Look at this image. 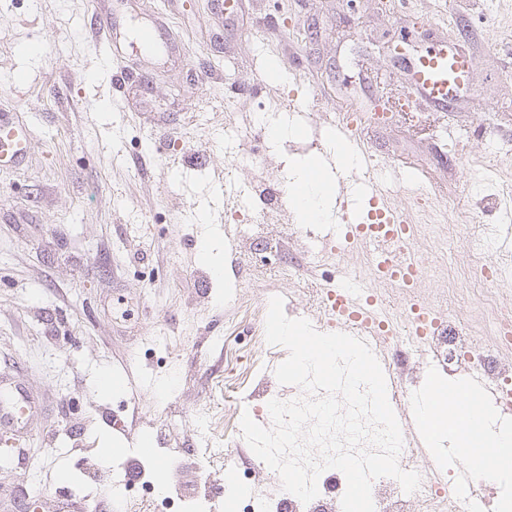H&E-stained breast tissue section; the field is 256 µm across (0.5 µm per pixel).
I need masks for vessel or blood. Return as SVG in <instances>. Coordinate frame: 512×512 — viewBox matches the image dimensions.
<instances>
[{
	"mask_svg": "<svg viewBox=\"0 0 512 512\" xmlns=\"http://www.w3.org/2000/svg\"><path fill=\"white\" fill-rule=\"evenodd\" d=\"M409 105L431 103L437 110H446L454 93L464 84L468 70L462 56L447 46L433 47L409 66ZM337 130L344 137V148L353 152L357 161L347 169L349 194L367 199L362 220L347 225L344 239L349 243L371 244L375 258L387 272L386 286L404 290L405 318L411 336L426 342L428 336L438 334L442 319H433L423 325L419 319L423 304L414 289L422 277L414 251L416 227L407 215L391 203L379 190L375 178L369 177L372 158L360 146L361 126L352 117L340 115ZM29 143L25 127L0 120V164L20 161ZM333 300L343 310L336 322L337 331L347 333L370 344L379 343L386 330L380 318L382 298L375 289L357 280L340 277L333 290ZM28 394L18 386L0 388V421L18 423V407L27 405ZM470 404L475 414L473 421L479 432H501L512 429V397L504 396L479 371L469 373L463 391L448 389L436 379H429L412 394L408 410L399 415L402 430L412 431L414 450L434 462L437 471L452 470L461 480L450 485L453 493L464 494L468 486L480 476L473 467V453L457 443L436 442L435 422L454 420L463 404Z\"/></svg>",
	"mask_w": 512,
	"mask_h": 512,
	"instance_id": "obj_1",
	"label": "vessel or blood"
}]
</instances>
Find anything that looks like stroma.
Masks as SVG:
<instances>
[{
	"mask_svg": "<svg viewBox=\"0 0 512 512\" xmlns=\"http://www.w3.org/2000/svg\"><path fill=\"white\" fill-rule=\"evenodd\" d=\"M97 9L114 18L111 38L93 29ZM135 26L160 30L154 53L129 49ZM439 41L469 70L447 111L423 102L365 132L377 162L420 177H385L382 192L415 224L444 212L452 226L456 261L421 280V294L472 274L459 209L500 224L512 203L502 189L512 181V0H0V113L32 130L26 158L0 166V375L47 402L24 441L0 433V500L17 490L13 512H55L68 488L111 512L102 449L129 460L145 445L179 448L193 462L220 380L237 387L223 406L224 446L252 460L241 416L288 388L264 326L234 300L244 293L265 310L277 295L312 321L309 291L325 280L304 274L266 290L224 218L225 188L249 184L257 159L281 182L288 163L326 161L337 110L397 101L409 60ZM259 112L295 133L275 142L259 132L254 159L241 158L224 125ZM316 127L321 143L306 149ZM341 222L332 202L309 228L270 211L246 230L277 233L301 258ZM205 236L224 244L223 276H202ZM104 374L122 389H101Z\"/></svg>",
	"mask_w": 512,
	"mask_h": 512,
	"instance_id": "stroma-1",
	"label": "stroma"
}]
</instances>
